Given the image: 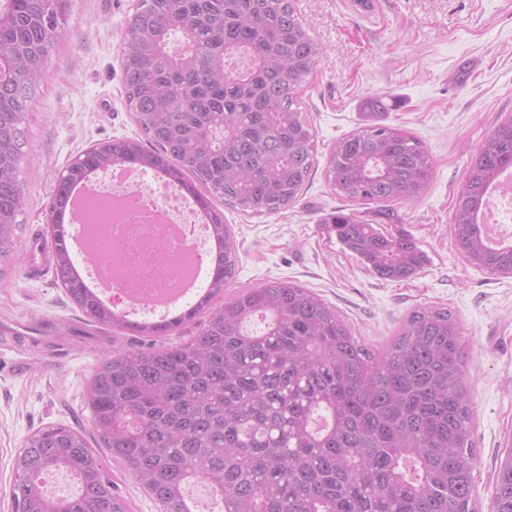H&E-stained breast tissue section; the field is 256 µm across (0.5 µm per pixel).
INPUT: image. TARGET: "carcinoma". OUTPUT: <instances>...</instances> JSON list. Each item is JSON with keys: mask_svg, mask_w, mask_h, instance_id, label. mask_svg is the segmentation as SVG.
Here are the masks:
<instances>
[{"mask_svg": "<svg viewBox=\"0 0 512 512\" xmlns=\"http://www.w3.org/2000/svg\"><path fill=\"white\" fill-rule=\"evenodd\" d=\"M72 0H7L0 8V266L16 255L23 211L25 115L47 79ZM120 47L127 102L143 138L98 142L61 174L49 207L53 272L92 322L151 338L102 355L87 406L112 459L161 512H187L201 483L224 512H476L475 443L464 340L445 308L419 307L372 347L318 294L289 280L230 298L238 256L224 207L262 215L292 206L317 162L301 90L322 48L295 0H137ZM116 165L166 173L202 208L218 243L206 292L182 314L130 322L85 288L63 221L69 191ZM435 164L408 132L372 122L338 140L326 176L339 196L371 203L322 223L372 274L415 276L429 257L391 202H416ZM512 170V115L480 145L454 203L453 238L471 266L512 277V242L491 247L479 222ZM218 298L224 299L219 306ZM205 317L183 344L157 339ZM260 317L264 327L249 328ZM78 479L64 512H129L82 433L30 434L9 496L15 512H52L40 474ZM492 512H512V448Z\"/></svg>", "mask_w": 512, "mask_h": 512, "instance_id": "cac0c4a2", "label": "carcinoma"}]
</instances>
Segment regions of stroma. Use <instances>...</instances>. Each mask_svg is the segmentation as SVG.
<instances>
[{
    "label": "stroma",
    "instance_id": "1",
    "mask_svg": "<svg viewBox=\"0 0 512 512\" xmlns=\"http://www.w3.org/2000/svg\"><path fill=\"white\" fill-rule=\"evenodd\" d=\"M134 0H74L48 56V77L24 120L20 177L26 204L15 230L19 251L44 229L61 173L93 144L140 137L127 105L120 46ZM296 0L322 46L303 88L317 139V163L299 200L264 215L228 210L238 248L239 287L291 280L317 293L378 345L412 309L442 307L467 345L466 386L474 411L478 512H490L500 456L512 442V277L469 265L451 234L453 205L471 159L501 117L512 114V0ZM393 100L382 123L418 138L435 171L424 197L398 204L408 231L429 256L413 278L370 273L322 219L358 202L336 195L326 175L336 139L370 122L369 102ZM55 322L64 345L0 342V512H13L9 485L26 438L54 424L84 431L132 512H160L134 476L112 460L86 405L103 353L147 345L88 322L52 269L29 260L0 267V325Z\"/></svg>",
    "mask_w": 512,
    "mask_h": 512
}]
</instances>
